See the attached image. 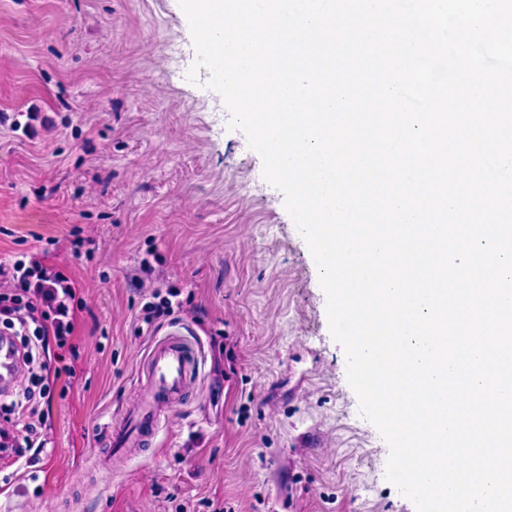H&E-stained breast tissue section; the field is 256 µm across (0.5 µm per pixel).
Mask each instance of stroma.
Listing matches in <instances>:
<instances>
[{
  "mask_svg": "<svg viewBox=\"0 0 512 512\" xmlns=\"http://www.w3.org/2000/svg\"><path fill=\"white\" fill-rule=\"evenodd\" d=\"M195 60L179 0H0V261L37 255L84 301L72 349L40 357L75 374L41 403L47 447L0 487V512H416L386 478L284 195L208 71L188 80ZM167 286L180 309L141 332ZM173 331L199 344L194 384L138 457L101 471Z\"/></svg>",
  "mask_w": 512,
  "mask_h": 512,
  "instance_id": "35a3bbf8",
  "label": "stroma"
}]
</instances>
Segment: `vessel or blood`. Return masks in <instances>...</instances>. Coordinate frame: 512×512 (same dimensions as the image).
I'll return each mask as SVG.
<instances>
[{
  "label": "vessel or blood",
  "instance_id": "1",
  "mask_svg": "<svg viewBox=\"0 0 512 512\" xmlns=\"http://www.w3.org/2000/svg\"><path fill=\"white\" fill-rule=\"evenodd\" d=\"M195 368L193 348L180 334L154 344L138 398L125 407L121 419L108 432L109 450L99 459L102 468H109L113 457L126 455L158 436Z\"/></svg>",
  "mask_w": 512,
  "mask_h": 512
}]
</instances>
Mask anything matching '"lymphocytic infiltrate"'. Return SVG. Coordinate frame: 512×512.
<instances>
[{"mask_svg":"<svg viewBox=\"0 0 512 512\" xmlns=\"http://www.w3.org/2000/svg\"><path fill=\"white\" fill-rule=\"evenodd\" d=\"M80 304L70 278L37 257L0 261V337L10 339L23 373L10 392H0V461L31 466L45 448L35 355L69 346Z\"/></svg>","mask_w":512,"mask_h":512,"instance_id":"lymphocytic-infiltrate-1","label":"lymphocytic infiltrate"}]
</instances>
